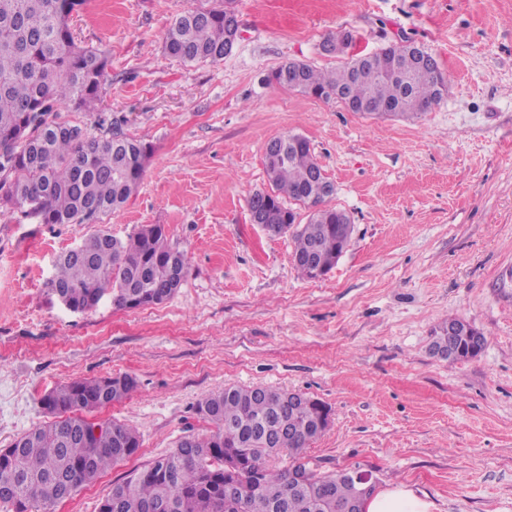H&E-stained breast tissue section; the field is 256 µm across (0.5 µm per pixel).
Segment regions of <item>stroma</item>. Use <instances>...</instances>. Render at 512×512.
I'll use <instances>...</instances> for the list:
<instances>
[{"label": "stroma", "instance_id": "35a3bbf8", "mask_svg": "<svg viewBox=\"0 0 512 512\" xmlns=\"http://www.w3.org/2000/svg\"><path fill=\"white\" fill-rule=\"evenodd\" d=\"M219 0H109L73 21L109 59L99 107L150 145L138 191L107 217L126 239L165 225L189 273L165 302L74 313L47 290L57 255L93 230L0 213V448L49 422L52 388L128 374L136 390L93 413L137 427L138 452L55 512H98L115 481L213 426L194 411L227 384L305 393L332 419L306 452L322 475L357 469L432 512H512V0H236L224 61L180 65L172 20ZM407 39L448 76L413 119L370 118L275 84L285 62L345 63ZM305 137L353 231L325 277L299 276L290 236L251 223L267 142ZM455 317L487 336L473 359L430 353Z\"/></svg>", "mask_w": 512, "mask_h": 512}]
</instances>
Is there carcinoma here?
I'll list each match as a JSON object with an SVG mask.
<instances>
[{
  "instance_id": "obj_1",
  "label": "carcinoma",
  "mask_w": 512,
  "mask_h": 512,
  "mask_svg": "<svg viewBox=\"0 0 512 512\" xmlns=\"http://www.w3.org/2000/svg\"><path fill=\"white\" fill-rule=\"evenodd\" d=\"M84 0H0V210L19 212L40 224H96L98 228L62 253L47 282L68 310H95L105 296L120 309H138L169 299L188 274L185 251L169 244L164 226L147 225L125 240L101 226L137 191L151 148L129 136L123 121L106 114L108 136L95 138L61 119L59 106L88 111L100 100L108 60L77 44L73 14ZM234 0L212 8L190 7L165 33L164 52L182 64L224 60L235 35ZM425 50L412 43L385 47L334 70L288 61L276 84L325 101L358 105L363 115L413 118L442 98L448 76L421 63ZM265 148L270 190L255 193L249 210L262 224L291 233L293 263L308 279L331 271L351 238L349 216L328 205L330 180L307 139L286 135ZM308 209L307 222L282 202ZM465 321L439 323L431 354L446 351L456 361L477 357L487 337L442 332ZM137 382L130 375L76 379L40 400L55 420L35 427L0 449V507L5 512H55L56 504L93 483L107 468L133 456L140 433L117 421L84 417L128 398ZM196 411L215 426L208 437L177 443L170 454L112 484L99 512H343L361 507L374 485L357 472L321 476L305 461V450L326 430L324 402L308 397L288 406L284 391L260 385H227L210 392ZM288 456L277 468L270 459ZM302 472L304 484L290 479Z\"/></svg>"
}]
</instances>
